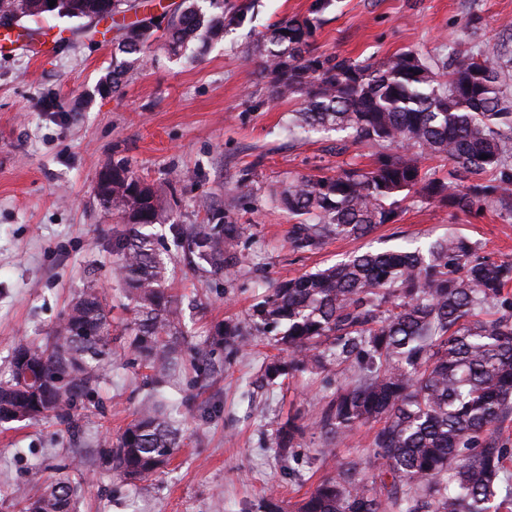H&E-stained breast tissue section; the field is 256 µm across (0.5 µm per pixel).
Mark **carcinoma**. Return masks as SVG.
Returning a JSON list of instances; mask_svg holds the SVG:
<instances>
[{"label":"carcinoma","instance_id":"carcinoma-1","mask_svg":"<svg viewBox=\"0 0 512 512\" xmlns=\"http://www.w3.org/2000/svg\"><path fill=\"white\" fill-rule=\"evenodd\" d=\"M205 16L187 5L165 27L171 51H181L204 28L224 30V0ZM148 0H0V29L51 13L104 23L122 17V38L106 83L115 93L140 53L147 33L127 14ZM313 20L273 25L263 37L262 70L272 96L302 100L298 126L346 131L356 141L398 143L402 153L381 155L372 168H348L334 177H302L288 184V211L303 217L290 243L313 249L329 238H360L399 216L411 192L471 213L483 206L512 213V100L501 72L512 57L495 49L456 59L448 78L411 52L381 65L308 50ZM448 159V177L427 176L422 160ZM466 179L465 192L455 190ZM100 203L123 215L115 265L129 313L114 328L103 288L88 280L62 322L44 337L14 344L0 368V424L53 419L74 428L77 403L106 379L112 332L128 337L139 365L150 371L152 393L117 440L105 435L97 460L124 482L161 472L181 447L164 390L190 366L200 371L217 347L230 356L245 346L238 324L224 322L202 346L187 345L180 302L168 285V261L153 235L162 206L155 191L123 165ZM191 230L187 259L224 272V238L234 226L224 215ZM512 260L490 261L479 246L456 237L429 246L363 252L324 270L270 288L253 317L287 356L266 365L274 381L354 358L351 380L325 402L318 427L326 443L357 427H375L366 460L335 464V474L306 493L296 512H506L512 449L503 423L512 418ZM303 427L290 419L275 435L285 453ZM14 489L19 512H75L81 472L63 467L30 472Z\"/></svg>","mask_w":512,"mask_h":512}]
</instances>
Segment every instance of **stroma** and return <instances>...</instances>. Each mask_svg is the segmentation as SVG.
Instances as JSON below:
<instances>
[{
	"mask_svg": "<svg viewBox=\"0 0 512 512\" xmlns=\"http://www.w3.org/2000/svg\"><path fill=\"white\" fill-rule=\"evenodd\" d=\"M224 0V33L195 38L172 53L162 27L147 36L122 90L102 95L119 30L97 33L87 20L45 15L23 21L38 56L0 55V365L20 339L45 335L61 320L88 274L106 292L113 318L124 317L123 285L112 243L120 212L96 198L99 172L127 165L153 186L164 213L154 231L170 254L169 285L182 307L188 341L204 342L218 324L240 322L249 337L208 386L183 372L175 401L181 448L165 472L135 486L87 463L78 512H261L276 495L299 501L332 468L317 427L328 396L351 377L352 363L269 383L265 365L280 349L252 317L268 288L331 266L354 252L386 251L446 236L478 243L481 256L512 258V217L493 209L461 213L409 194L402 213L358 239H330L314 250L290 244L299 218L282 200L300 177L370 168L391 145L292 129L299 102L272 98L260 77L257 46L272 24L314 18L315 52L381 62L412 52L428 63L450 51L512 52V0ZM235 225L224 256L230 271L203 277L184 262L169 227L207 224L215 212ZM100 408L81 415L78 437L51 420L0 427V512L32 467L86 460L103 433L118 434L148 391L125 341L113 342ZM299 415L304 436L287 454L277 429Z\"/></svg>",
	"mask_w": 512,
	"mask_h": 512,
	"instance_id": "stroma-1",
	"label": "stroma"
}]
</instances>
